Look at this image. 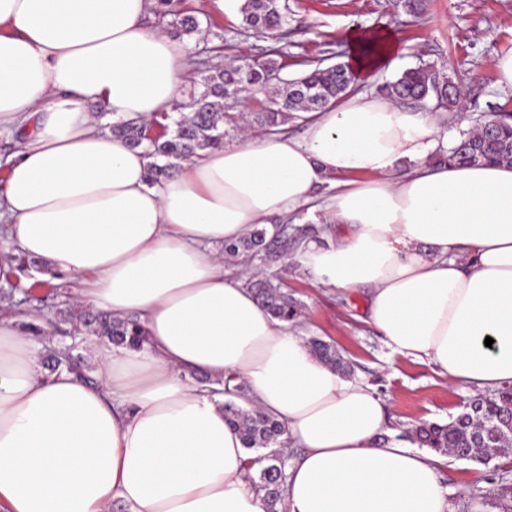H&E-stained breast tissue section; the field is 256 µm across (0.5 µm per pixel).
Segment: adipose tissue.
Instances as JSON below:
<instances>
[{"mask_svg":"<svg viewBox=\"0 0 512 512\" xmlns=\"http://www.w3.org/2000/svg\"><path fill=\"white\" fill-rule=\"evenodd\" d=\"M154 3L0 0V129L21 134L0 161V254L146 334L139 349L96 342L84 381L44 368L42 317L0 315V512H268L224 419L230 374L295 450L286 512H451L444 455L389 438L381 398L258 304L222 248L322 211L304 271L364 292L363 320L394 352L494 391L512 383V166L433 163L437 122L363 89L396 65L395 33L353 25L361 92L301 113V137L249 133L152 182L143 150L86 104L115 122L170 111L189 47L148 26Z\"/></svg>","mask_w":512,"mask_h":512,"instance_id":"ef3b65f1","label":"adipose tissue"}]
</instances>
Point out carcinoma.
Segmentation results:
<instances>
[{
  "label": "carcinoma",
  "instance_id": "1",
  "mask_svg": "<svg viewBox=\"0 0 512 512\" xmlns=\"http://www.w3.org/2000/svg\"><path fill=\"white\" fill-rule=\"evenodd\" d=\"M181 0H156L153 14L161 25L175 28L183 35L198 32L196 14L179 9ZM244 29L268 39H278L288 25V0H243L240 5ZM282 66L268 57L262 60L237 58L228 66L207 71L199 86L193 87L187 101L179 105L180 112H163L149 120L125 121L111 126L113 134L125 139L132 147H141L153 159L150 177L154 182L167 178L181 162L200 151L224 143V126H237L243 114L225 110V105L240 100L248 88L263 95L259 111L250 115V122L271 130L292 119L299 112H316L333 105L353 91V78L346 63L340 61L323 68L315 66L301 76L286 81V86L273 85L271 76ZM384 91L392 98L424 104L430 98L449 111L458 109L460 91L448 85V80L432 64H421L404 71L396 80L386 83ZM189 110L183 114V110ZM156 128L163 132L153 133ZM492 133H465L448 150L444 160L459 164H512V114L499 112L491 125ZM288 246V238L275 230L255 225L243 239L224 244V257L233 260L241 256L258 257L275 263ZM246 285L257 299L278 319L293 323L300 315L298 302L285 290L283 282L261 276L250 277ZM96 331L117 345L138 348L145 341L144 329L134 317L124 319L98 318ZM312 351L324 362L347 374L349 363L336 346L319 338L308 341ZM512 412V385L504 386L478 402V409L464 410L446 424L430 423L419 427L415 438L420 445L451 455L459 460L489 463L495 457L512 453V430L501 429L497 421ZM224 417L239 432L249 451H264L258 460L266 461L254 478L257 487L266 494L270 512H276L281 502L286 478L287 457L279 450L285 445L284 427L258 409H244L233 401L224 403ZM492 506L499 512H512V482L502 476L494 494Z\"/></svg>",
  "mask_w": 512,
  "mask_h": 512
}]
</instances>
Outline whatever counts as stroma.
<instances>
[{
	"label": "stroma",
	"mask_w": 512,
	"mask_h": 512,
	"mask_svg": "<svg viewBox=\"0 0 512 512\" xmlns=\"http://www.w3.org/2000/svg\"><path fill=\"white\" fill-rule=\"evenodd\" d=\"M292 21L278 40L256 37L241 24L238 0H224L216 8L212 0H184L196 11L202 37L189 36L192 65L183 82L191 87L204 72L223 57L261 58L271 47L287 52L282 79H292L308 65L329 66L347 52L342 33L350 25L390 26L402 52L395 69L382 72L368 89L381 93L386 82L401 71L423 63L434 64L449 83L461 85L464 107L461 111L432 109L442 127L443 143L455 144L462 132L482 123L487 112L512 113V90L501 89L492 60L512 47V0H426L422 14L413 16L396 8L392 0H289ZM266 277L285 280L302 312L295 324L304 338L316 337L333 342L351 366L350 379L370 386L387 404L393 417L391 429L397 439L412 443L415 429L425 422L445 424L459 414L474 392L449 386L426 362L392 353L381 336L362 320L366 296L342 294L315 284L312 277L299 273L294 255L285 264L264 266ZM40 271H33L38 282ZM38 296L45 301L49 335L57 347L72 345L73 356L91 361L92 332L70 336L63 313L67 301L41 287ZM505 464L493 459L488 464L449 459L443 477L452 512H496L489 504Z\"/></svg>",
	"instance_id": "1"
}]
</instances>
